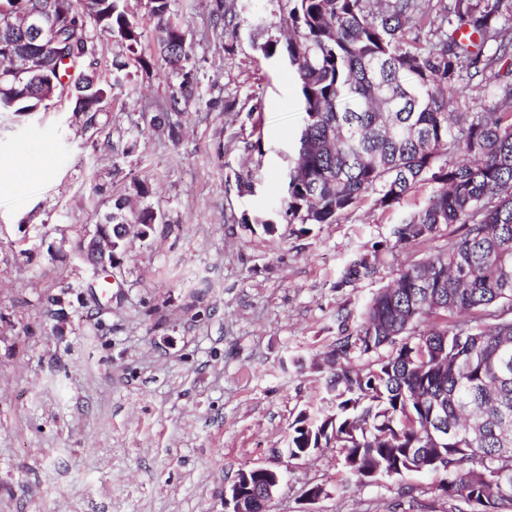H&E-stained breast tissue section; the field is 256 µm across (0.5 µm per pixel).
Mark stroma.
<instances>
[{"label":"stroma","instance_id":"stroma-1","mask_svg":"<svg viewBox=\"0 0 512 512\" xmlns=\"http://www.w3.org/2000/svg\"><path fill=\"white\" fill-rule=\"evenodd\" d=\"M212 4L172 0L195 75L179 142L144 120L168 80L135 65L97 128L64 97L0 126V167L22 146L51 175L0 195V512H224L225 490L255 468L282 476L269 512H456L434 474L355 484L339 448L285 451L297 416L330 406L325 352L440 248L394 236L433 187L300 233L283 200L301 86L287 58L261 51L280 34L278 0H224L233 20L218 30ZM134 177L166 222L90 292L78 256L48 247L78 240ZM363 260L374 273L352 275ZM316 485L324 495L308 500Z\"/></svg>","mask_w":512,"mask_h":512}]
</instances>
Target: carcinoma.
<instances>
[{
  "mask_svg": "<svg viewBox=\"0 0 512 512\" xmlns=\"http://www.w3.org/2000/svg\"><path fill=\"white\" fill-rule=\"evenodd\" d=\"M433 0H280L283 51L301 84L304 125L285 200L288 223L334 224L368 195L390 209L423 184L436 186L425 204L394 231L396 243L416 244L458 224L464 232L435 254L404 267L365 309L354 342L325 356L329 366L350 348L377 355L366 371L341 368L327 381L332 410L302 413L288 450L341 449L347 480L409 468L441 479L439 495L466 512L512 509V70L496 73L480 92L481 112H451L462 72L473 79L512 55V0H448L439 16ZM55 0H0L16 14L52 11ZM155 41L168 75L179 79L149 124L178 140L194 95L192 41L173 17L171 0H151ZM416 31L413 39L406 32ZM115 41L144 71L155 66L142 50L144 33L125 0H75L63 28L47 22L36 35L40 65L56 84L71 71L74 116L97 125L112 89L131 78L112 60V83L97 68L95 35ZM28 34L0 27V75L24 80L17 93L0 80V114L25 116L39 87L24 73ZM459 158L452 159V156ZM149 184L133 178L127 194L96 224L112 239L106 256H86L91 278L119 262L127 227L147 238L164 217L145 203Z\"/></svg>",
  "mask_w": 512,
  "mask_h": 512,
  "instance_id": "obj_1",
  "label": "carcinoma"
}]
</instances>
